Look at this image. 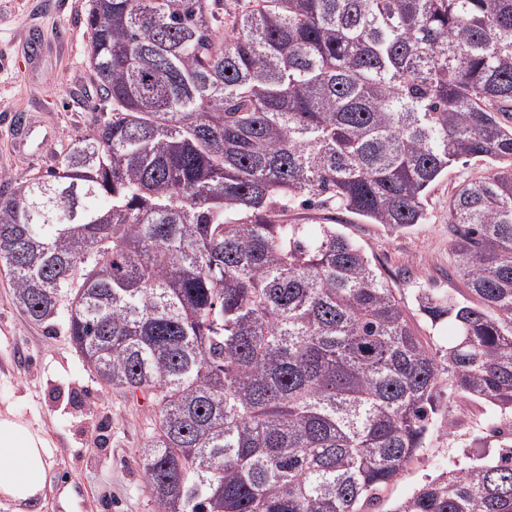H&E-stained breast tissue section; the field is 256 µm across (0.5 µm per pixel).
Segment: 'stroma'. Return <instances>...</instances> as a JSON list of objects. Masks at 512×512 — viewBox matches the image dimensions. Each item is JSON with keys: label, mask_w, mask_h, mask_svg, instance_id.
<instances>
[{"label": "stroma", "mask_w": 512, "mask_h": 512, "mask_svg": "<svg viewBox=\"0 0 512 512\" xmlns=\"http://www.w3.org/2000/svg\"><path fill=\"white\" fill-rule=\"evenodd\" d=\"M88 0H0V187L50 171L62 143L104 118L88 67ZM27 113L53 136L42 153L13 151L8 115ZM481 161L456 164L430 189L424 223L394 231L337 211L329 203L294 205L290 224H336L360 246L408 309L417 289L468 299L450 250L448 200L463 178L488 174ZM440 423L424 448L384 488L369 512H393L424 483L496 458L512 426L493 433L484 408L451 384L441 386ZM37 422L54 448L53 487L42 512H153L137 450L154 411L142 394L107 387L72 347L64 319L53 329L31 323L0 271V411ZM451 427H444V420Z\"/></svg>", "instance_id": "35a3bbf8"}]
</instances>
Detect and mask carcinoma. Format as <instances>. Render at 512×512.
I'll use <instances>...</instances> for the list:
<instances>
[{
  "mask_svg": "<svg viewBox=\"0 0 512 512\" xmlns=\"http://www.w3.org/2000/svg\"><path fill=\"white\" fill-rule=\"evenodd\" d=\"M112 115L0 193L15 305L151 399L154 512H364L425 445L443 380L512 427V0H90ZM472 300L421 291L434 349L334 224L402 230L448 168ZM392 512H512V454Z\"/></svg>",
  "mask_w": 512,
  "mask_h": 512,
  "instance_id": "1",
  "label": "carcinoma"
}]
</instances>
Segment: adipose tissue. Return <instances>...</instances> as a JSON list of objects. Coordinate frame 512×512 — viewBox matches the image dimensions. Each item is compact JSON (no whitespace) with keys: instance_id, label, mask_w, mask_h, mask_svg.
Wrapping results in <instances>:
<instances>
[{"instance_id":"1","label":"adipose tissue","mask_w":512,"mask_h":512,"mask_svg":"<svg viewBox=\"0 0 512 512\" xmlns=\"http://www.w3.org/2000/svg\"><path fill=\"white\" fill-rule=\"evenodd\" d=\"M53 450L42 429L0 412V512H22L51 484Z\"/></svg>"}]
</instances>
